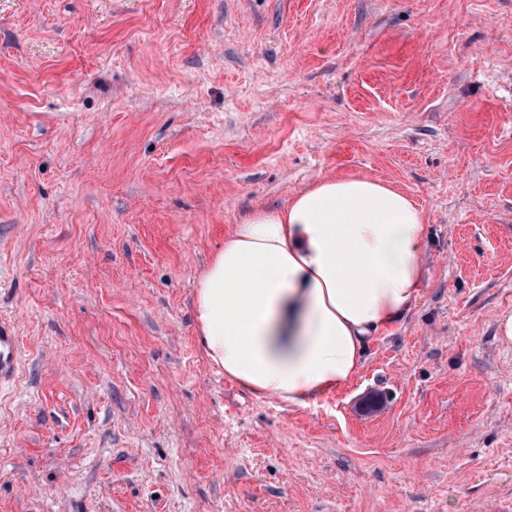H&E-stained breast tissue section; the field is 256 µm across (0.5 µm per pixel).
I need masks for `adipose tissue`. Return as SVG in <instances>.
I'll return each instance as SVG.
<instances>
[{"label":"adipose tissue","instance_id":"ef3b65f1","mask_svg":"<svg viewBox=\"0 0 512 512\" xmlns=\"http://www.w3.org/2000/svg\"><path fill=\"white\" fill-rule=\"evenodd\" d=\"M424 214L370 178L316 181L235 225L194 282L208 360L291 405L347 385L424 286Z\"/></svg>","mask_w":512,"mask_h":512}]
</instances>
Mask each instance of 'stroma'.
Here are the masks:
<instances>
[{
    "label": "stroma",
    "instance_id": "1",
    "mask_svg": "<svg viewBox=\"0 0 512 512\" xmlns=\"http://www.w3.org/2000/svg\"><path fill=\"white\" fill-rule=\"evenodd\" d=\"M321 177L408 193L424 286L304 406L194 280ZM512 0H0V512H512ZM18 336L10 323H0V380H9L16 369Z\"/></svg>",
    "mask_w": 512,
    "mask_h": 512
}]
</instances>
